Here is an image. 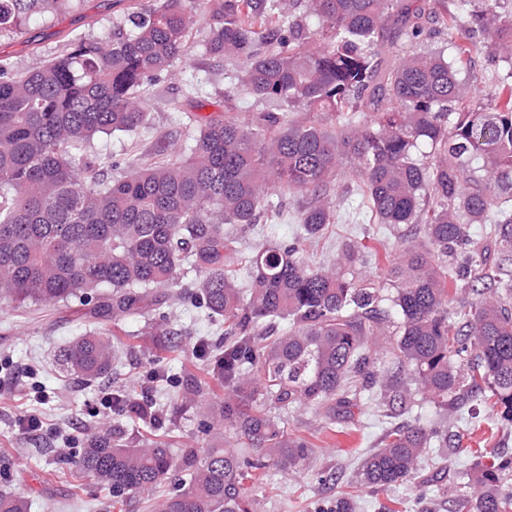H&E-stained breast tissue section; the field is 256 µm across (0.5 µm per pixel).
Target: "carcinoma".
<instances>
[{
	"label": "carcinoma",
	"instance_id": "carcinoma-1",
	"mask_svg": "<svg viewBox=\"0 0 512 512\" xmlns=\"http://www.w3.org/2000/svg\"><path fill=\"white\" fill-rule=\"evenodd\" d=\"M79 2L0 0V33ZM116 2L126 3L123 22L102 39L74 35L27 71L0 59V297L41 309L92 304L99 327L59 360L93 381L118 354L107 324L152 315L163 326L169 297L156 289L195 272L193 304L224 341L201 375L187 374L181 402L208 420L212 438L182 457L177 489L150 512H257L245 483L313 454L310 440L280 425L290 406L334 411L365 394L446 414L480 397L512 424V98L472 107L460 78L473 37L485 34V57L512 89L507 0H459L456 14L448 0ZM392 20L414 42L446 33L453 54L430 48L387 62L381 35ZM197 24L210 54L241 62L235 92L264 109L246 123L201 117L175 158L168 136L156 146L163 161H132L116 176L96 169L88 148L146 124L149 87L192 47ZM341 176L363 191L370 221L414 227L399 256L349 241L332 266L310 264L307 245L339 218L329 189ZM290 196L308 200L297 214L302 235L243 250L232 227L279 217ZM368 255L385 265L390 294L361 277ZM464 291L472 298L456 322L448 307ZM395 315L392 371L383 373L367 344ZM147 404L126 385L112 390L118 413L140 417ZM433 444L457 447L438 423L392 428L358 484L415 479ZM79 466L117 499L151 492L176 469L164 443L130 444L107 427L85 438ZM511 473L512 457L477 462L464 512H512ZM29 510L0 492V512Z\"/></svg>",
	"mask_w": 512,
	"mask_h": 512
}]
</instances>
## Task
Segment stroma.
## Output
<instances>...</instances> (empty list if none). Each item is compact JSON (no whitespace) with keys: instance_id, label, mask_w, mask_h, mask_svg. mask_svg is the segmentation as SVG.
Returning <instances> with one entry per match:
<instances>
[{"instance_id":"35a3bbf8","label":"stroma","mask_w":512,"mask_h":512,"mask_svg":"<svg viewBox=\"0 0 512 512\" xmlns=\"http://www.w3.org/2000/svg\"><path fill=\"white\" fill-rule=\"evenodd\" d=\"M121 18L114 0H83L77 12L31 23L19 35H1L0 58L16 69H25L56 56L67 34L101 38ZM206 40V31H198L191 52L155 83L149 122L144 128L96 141L97 162L123 158L133 143L139 152H153L160 135L193 114L195 109L186 94L191 83L202 85L208 97L203 114L226 112L244 121L250 119L258 109L252 100L224 99L240 62L211 55L205 48ZM338 193L340 220L319 246L311 248L314 263H329L337 248L349 240L372 246L381 239L390 247H398V231L364 223L354 191L342 187ZM302 204V198L287 199L280 219L262 225L259 232L242 234L243 246L251 249L299 236L301 227L293 217ZM194 280L191 274L178 277L175 290L181 298L169 309L170 335L152 336L147 334L144 321L127 322V334L119 339L111 375L93 382L66 372L55 362L60 350L94 326L89 307L75 302L45 316L0 301V492L28 500L30 512H113L111 490L94 480L78 479L75 463L83 440L103 423L120 427L132 442L154 429L153 420L117 416L103 407V391L119 383L144 387L157 410L165 414L163 439L174 457L200 451L208 438L200 431L199 417L194 411L179 410L172 388L152 384L149 379L154 368L180 378L186 369L203 365L193 347L198 340L214 338L216 326L187 299ZM27 413L39 415L47 426L62 429L70 444L46 434L25 435L17 420ZM283 419L289 432L305 435L313 443L314 455L309 465L294 471L270 467L267 481L250 486L251 495L260 504L259 512H317L348 495L355 501L353 512H421L425 507L430 512H458V492L480 452L496 448L512 455V426L502 425L484 405H466L447 418L449 430L461 437L460 452L431 449L421 464L418 483L360 491L356 488L359 468L398 423L396 411L377 406L363 395L345 411L329 415L325 410L302 406L290 409ZM423 488L429 491L425 507L419 503Z\"/></svg>"}]
</instances>
